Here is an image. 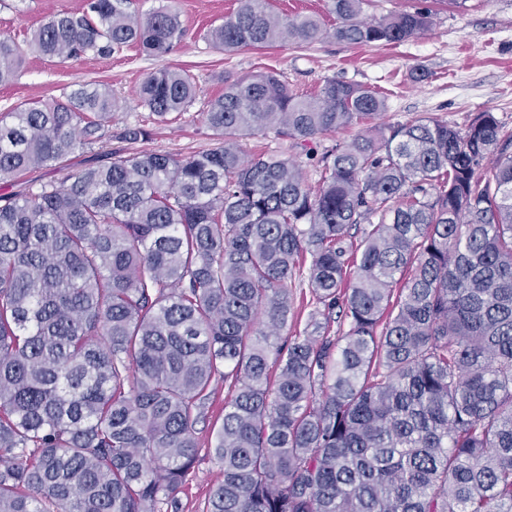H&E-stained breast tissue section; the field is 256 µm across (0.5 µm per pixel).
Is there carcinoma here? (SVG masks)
<instances>
[{"label": "carcinoma", "mask_w": 512, "mask_h": 512, "mask_svg": "<svg viewBox=\"0 0 512 512\" xmlns=\"http://www.w3.org/2000/svg\"><path fill=\"white\" fill-rule=\"evenodd\" d=\"M365 3L328 0L329 32L239 0L209 37L228 52L396 44L432 24L368 19ZM132 5L88 0L30 48L172 53L176 7ZM22 56L0 37V84ZM196 96L171 67L137 89L161 122ZM386 108L334 78L304 97L272 72L227 80L203 112L216 147L114 152L0 197V512H180L220 383L206 512H512V139L495 115L369 129L310 158L315 189L297 161L240 148L265 131L304 147ZM115 109L89 83L1 114L0 181L93 148Z\"/></svg>", "instance_id": "cac0c4a2"}]
</instances>
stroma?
<instances>
[{"label":"stroma","mask_w":512,"mask_h":512,"mask_svg":"<svg viewBox=\"0 0 512 512\" xmlns=\"http://www.w3.org/2000/svg\"><path fill=\"white\" fill-rule=\"evenodd\" d=\"M86 0H0V35L25 44L30 33L53 15L83 12ZM185 35L176 50L151 57L129 46L109 57L87 55L63 62L24 52L15 80L0 85V114L36 107L96 81L108 85L118 108L94 149H77L52 169L37 170L0 183V196L20 193L44 182H62L76 171L106 162L112 152L131 153L136 144L117 139L125 125L139 124L151 133L148 149L190 155L213 148L219 135L209 129L202 111L224 91L225 78L276 72L290 92L310 94L336 78L386 97L382 124L433 118L465 129L482 112L494 113L503 136L512 135V0H466L464 9L446 0H367L364 14L431 10L424 33L388 46L351 45L328 36L305 46L246 47L228 55L206 38L237 8V0H177ZM162 67L179 68L195 79L200 92L188 112L161 123L142 107L136 90L146 74ZM227 391L217 388L206 421L199 423V461L180 493V512H203L219 469L209 448Z\"/></svg>","instance_id":"obj_1"}]
</instances>
